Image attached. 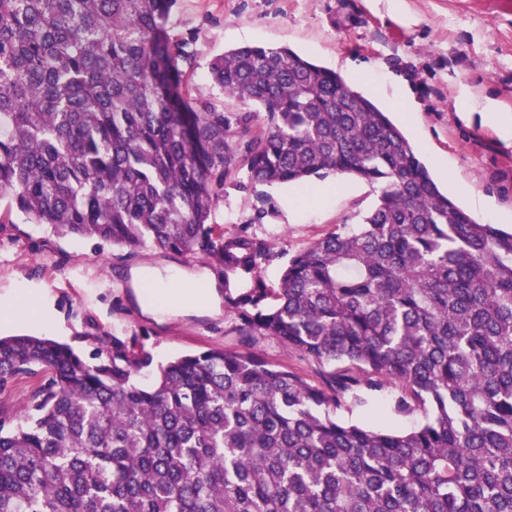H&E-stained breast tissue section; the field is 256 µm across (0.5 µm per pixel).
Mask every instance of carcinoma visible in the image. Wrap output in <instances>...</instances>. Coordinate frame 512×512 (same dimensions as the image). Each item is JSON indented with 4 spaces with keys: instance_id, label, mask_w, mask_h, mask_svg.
Segmentation results:
<instances>
[{
    "instance_id": "cac0c4a2",
    "label": "carcinoma",
    "mask_w": 512,
    "mask_h": 512,
    "mask_svg": "<svg viewBox=\"0 0 512 512\" xmlns=\"http://www.w3.org/2000/svg\"><path fill=\"white\" fill-rule=\"evenodd\" d=\"M179 0H0V197L54 233L204 255L245 345L274 336L322 384L251 351L210 348L139 380L151 354L114 336L86 360L0 337V386L44 374L0 416V512H512V231L441 192L404 130L288 47L208 63ZM258 184L351 175L378 186L261 277L271 247L212 215L240 170ZM396 383L408 430L336 418Z\"/></svg>"
}]
</instances>
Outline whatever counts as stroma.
Here are the masks:
<instances>
[{
  "mask_svg": "<svg viewBox=\"0 0 512 512\" xmlns=\"http://www.w3.org/2000/svg\"><path fill=\"white\" fill-rule=\"evenodd\" d=\"M172 34L196 33L194 94L239 109L213 85L208 62L244 45L289 47L342 74L347 83L388 110L449 198L480 223L512 211V0H180ZM371 73L373 83L360 81ZM414 106L412 121L395 111V94ZM334 193L297 196L296 186L250 182L246 172L227 181L213 220L266 240L272 256L261 266L278 286L290 255L340 224H355L378 190L350 176H330ZM176 265L213 270L204 257L143 249L135 253L97 239L62 236L33 224L0 200V305L14 296L37 299L49 327L0 324V336H45L91 354L118 336L149 352L155 363L210 348L240 349L234 309L213 316L163 319L143 311L132 272ZM252 352L319 383L317 364L273 336L256 337ZM397 386L370 395L367 406L338 418L363 425L409 429L422 415L390 418L380 408Z\"/></svg>",
  "mask_w": 512,
  "mask_h": 512,
  "instance_id": "obj_1",
  "label": "stroma"
}]
</instances>
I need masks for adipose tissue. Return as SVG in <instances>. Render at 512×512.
Returning <instances> with one entry per match:
<instances>
[{
  "mask_svg": "<svg viewBox=\"0 0 512 512\" xmlns=\"http://www.w3.org/2000/svg\"><path fill=\"white\" fill-rule=\"evenodd\" d=\"M134 279L142 283L138 297L154 317L204 315L219 308L218 285L208 272L149 268L135 272Z\"/></svg>",
  "mask_w": 512,
  "mask_h": 512,
  "instance_id": "obj_1",
  "label": "adipose tissue"
}]
</instances>
